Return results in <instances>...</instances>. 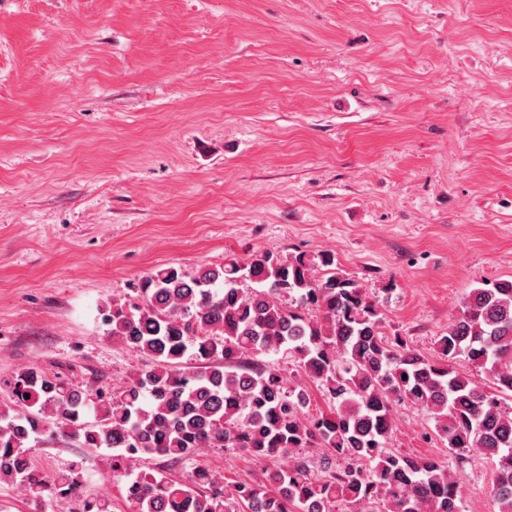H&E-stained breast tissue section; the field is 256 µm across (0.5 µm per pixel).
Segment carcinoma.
I'll use <instances>...</instances> for the list:
<instances>
[{
  "mask_svg": "<svg viewBox=\"0 0 512 512\" xmlns=\"http://www.w3.org/2000/svg\"><path fill=\"white\" fill-rule=\"evenodd\" d=\"M335 265L330 253L314 263L265 251L192 274L154 270L102 320L155 365L94 389L20 370L0 405V480L34 503L73 500V472L49 477L32 461L31 438L53 425L109 451L135 512H336L338 501L358 512H457L462 467L475 458L493 463L492 494L512 512V280L472 289L428 358L383 333L380 304ZM269 354L278 361H260ZM459 361L493 388L457 371ZM281 363L322 389L329 413L308 412V391ZM405 401L433 420L448 461L388 448L393 405ZM318 447L329 454L315 467L308 450ZM206 448L289 463L231 487L206 468L172 479L135 467L145 454L186 464Z\"/></svg>",
  "mask_w": 512,
  "mask_h": 512,
  "instance_id": "obj_1",
  "label": "carcinoma"
}]
</instances>
